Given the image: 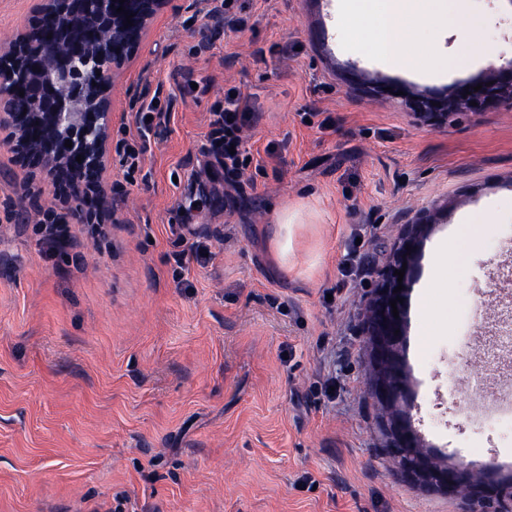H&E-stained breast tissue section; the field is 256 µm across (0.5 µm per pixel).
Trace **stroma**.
<instances>
[{"label": "stroma", "mask_w": 512, "mask_h": 512, "mask_svg": "<svg viewBox=\"0 0 512 512\" xmlns=\"http://www.w3.org/2000/svg\"><path fill=\"white\" fill-rule=\"evenodd\" d=\"M503 2L469 0L478 52L406 20L421 69L397 72L339 29L336 0H235L241 34L207 16V0H167L108 75L99 235L0 126V512H457L393 479L362 334L396 243L425 211L434 240H454L466 216L488 225L460 265L409 293L415 426L452 459H512L475 383L512 304V287L491 280L512 263V99L443 123L411 107L491 77L512 50ZM39 4L0 0V47ZM437 54L471 63L441 69ZM230 92L260 119L228 185L205 147ZM152 103L165 122L127 167L125 129ZM206 169L213 183L190 192ZM282 212L296 225L284 273L269 246ZM194 243L206 256L182 260Z\"/></svg>", "instance_id": "35a3bbf8"}]
</instances>
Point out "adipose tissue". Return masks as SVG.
I'll use <instances>...</instances> for the list:
<instances>
[{"mask_svg": "<svg viewBox=\"0 0 512 512\" xmlns=\"http://www.w3.org/2000/svg\"><path fill=\"white\" fill-rule=\"evenodd\" d=\"M417 10L415 0H341L339 25L361 35L368 50L390 68L407 70L415 61L403 50L402 21Z\"/></svg>", "mask_w": 512, "mask_h": 512, "instance_id": "obj_1", "label": "adipose tissue"}]
</instances>
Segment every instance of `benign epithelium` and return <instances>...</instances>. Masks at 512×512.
Segmentation results:
<instances>
[{"instance_id": "obj_1", "label": "benign epithelium", "mask_w": 512, "mask_h": 512, "mask_svg": "<svg viewBox=\"0 0 512 512\" xmlns=\"http://www.w3.org/2000/svg\"><path fill=\"white\" fill-rule=\"evenodd\" d=\"M166 0H139V6L126 27V14L116 9L129 8V2L117 0H48L35 20L9 52L0 56V125H15L14 150L22 162L57 178L61 185L75 178L87 190L78 198L77 209L84 213L100 210L97 193L104 171L106 145L112 127V110L100 94L88 92V85L99 79L97 73L121 66L131 55L147 20ZM70 21L73 34L69 52L56 51L48 34L61 21ZM36 40L45 44L43 58L27 57L23 44ZM494 84L474 91V85L460 88L452 97L434 99L424 116L445 120L458 102L488 106L504 95L512 96V57L495 69ZM33 95L31 102L51 101L54 111L41 126L17 124L21 104L19 91ZM72 147L65 146L66 141ZM81 161H76V157ZM429 228L428 219H420L395 246L392 264L385 269L367 306L364 335L371 356L370 394L384 412V446L393 458V474L402 481L416 483L431 493L455 498L458 512H512V482L501 478L498 464L482 463L466 470L465 484H460V467L432 464L426 459L422 436L412 424V393L404 377L402 343L406 303H396L399 317H394L390 301L408 298L416 279L415 257ZM411 250H406V247ZM405 270L402 282L395 271ZM403 286L399 292L395 287Z\"/></svg>"}]
</instances>
